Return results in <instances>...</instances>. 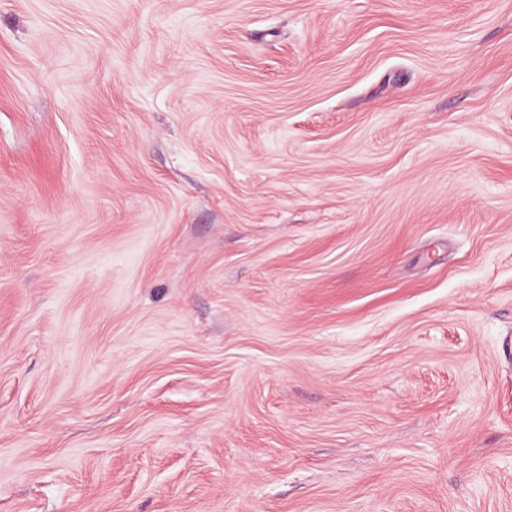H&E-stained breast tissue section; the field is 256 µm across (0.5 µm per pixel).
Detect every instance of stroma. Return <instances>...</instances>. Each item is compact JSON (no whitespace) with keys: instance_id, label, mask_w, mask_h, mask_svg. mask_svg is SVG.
Instances as JSON below:
<instances>
[{"instance_id":"35a3bbf8","label":"stroma","mask_w":512,"mask_h":512,"mask_svg":"<svg viewBox=\"0 0 512 512\" xmlns=\"http://www.w3.org/2000/svg\"><path fill=\"white\" fill-rule=\"evenodd\" d=\"M0 512H512V0H0Z\"/></svg>"}]
</instances>
